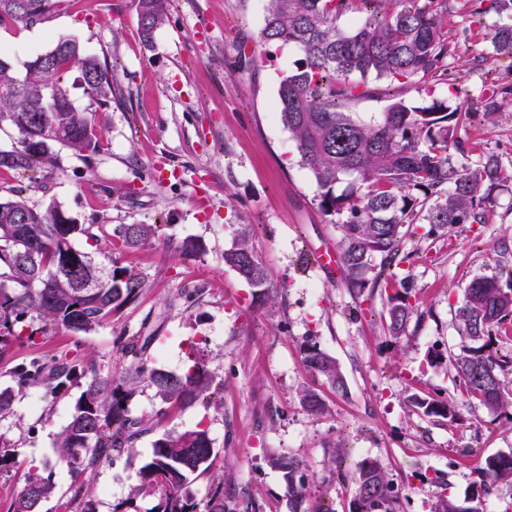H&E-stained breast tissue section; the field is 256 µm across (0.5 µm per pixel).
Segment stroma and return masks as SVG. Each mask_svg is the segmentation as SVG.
Segmentation results:
<instances>
[{
  "instance_id": "stroma-1",
  "label": "stroma",
  "mask_w": 512,
  "mask_h": 512,
  "mask_svg": "<svg viewBox=\"0 0 512 512\" xmlns=\"http://www.w3.org/2000/svg\"><path fill=\"white\" fill-rule=\"evenodd\" d=\"M263 19V0H172L149 46L134 0H63L41 24H0V50L15 65L63 36L112 63L121 97L94 115L97 150L81 157L56 146L63 173L25 195L37 205L56 201L91 226L96 242L79 235L74 246L104 253L142 281L136 298L90 334H43L39 319L26 320L36 333L0 353V389L12 385L18 364L42 355L79 356L100 378L123 376L132 362L125 346L136 336L152 339L149 367L181 374L197 364L210 373L207 405L167 408L149 382L138 385L128 414L152 428L92 471L95 512H153L156 497L138 490L153 441L199 423L210 431L218 451L212 470L223 474L224 501L236 512H288V483L268 464L278 453L298 460L311 512H350L352 478L367 458L385 466L401 493L400 512H434L443 494L464 512L475 505L504 512L512 483L483 491L476 469L488 456L512 453V405L465 404L451 423L424 416L412 400L455 396L446 356L460 351L463 290L473 278L512 272V182L487 223L446 234L423 223L406 229L396 271L417 303L405 336L392 339L386 294L373 285L381 256L369 260L360 291L343 271L329 274L313 261L317 251H337L341 229L319 210L275 110L268 74L288 72L300 53L287 47L268 63L257 43ZM498 21L491 14L470 22L451 0L456 86L428 77L424 87L455 104L475 99L504 68L489 59L484 38ZM458 138L448 148L456 159L475 166L494 155L512 171V107L473 113ZM200 196L205 204H197ZM122 224H155L159 233L131 249L115 233ZM241 224L250 225L252 249L275 286L269 299L224 263ZM187 238L201 245L188 259L175 250ZM311 342L336 357L346 392L307 370L303 349ZM305 388L323 398V413L304 408ZM80 393L75 385L57 398L41 388L17 395L14 416L0 421L15 450L0 468V512L32 468L54 462L53 435Z\"/></svg>"
}]
</instances>
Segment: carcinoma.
Returning <instances> with one entry per match:
<instances>
[{"label":"carcinoma","instance_id":"carcinoma-1","mask_svg":"<svg viewBox=\"0 0 512 512\" xmlns=\"http://www.w3.org/2000/svg\"><path fill=\"white\" fill-rule=\"evenodd\" d=\"M171 0H137L140 32L145 41L168 19ZM59 0H0V21L22 27L43 23ZM467 17L482 20L494 12L506 20L490 32L492 54L508 60L506 79L491 83L470 108L491 117L512 97V0H464ZM347 12L364 15L353 28L338 25ZM259 43L270 52L286 45L300 53L294 69L277 89V112L291 134L299 164L317 187L320 211L342 227L339 242L343 267L360 274L369 258L379 254L386 265L399 257L403 228L425 222L432 231L455 224H485L494 190L511 181L495 156L475 168L456 164L448 143L457 141L467 113L450 99L429 91L417 99L406 96L424 78L452 81L451 64L459 43L448 32V0H266ZM392 84L390 103L377 123H363L345 111L363 95L368 77ZM79 87L89 99L83 109L71 98ZM116 95L107 56L86 53L75 38H60L47 51L17 71L0 51V127L17 133L10 150H0V168L31 182L48 180L62 170L53 150L59 144L79 156L98 146L93 112ZM346 189L337 192L341 183ZM19 187L0 196V350L20 338L15 327L35 313L75 336L87 335L112 320V314L137 296L141 280L128 269L97 261L73 246V238L89 233L56 201L29 203ZM157 224H122L114 229L129 247L156 235ZM224 264L265 298L273 284L250 246L243 224ZM388 299L387 330L394 339L406 334L415 311L406 279L392 272L382 280ZM458 318L469 344L448 357L461 398L497 411L512 404V389L502 372L512 365L489 350L494 331L512 319V274L471 280L464 290ZM148 340L127 346L134 356L130 370L116 381L97 377L90 365L73 359H34L14 371L15 389L0 390V420L14 414L15 393L45 387L63 395L77 381L84 389L67 424L56 434L58 463L73 476L71 500L90 508L94 487L86 475L112 452L148 430L147 422L127 415V401L146 379L161 402L169 406L195 403L210 390L209 373L194 365L178 375L148 368ZM306 367L335 391L346 390V379L335 357L308 344ZM414 406L427 417L450 422L458 418L451 398L416 397ZM215 456L209 430L196 426L165 431L153 441L151 455L139 469V490L158 498L157 512H233L224 504V475H212V492L204 504L189 490L191 481L210 471ZM288 481L290 512L303 508L304 483H295L297 461L285 454L268 458ZM480 484L512 481V455L486 457L477 470ZM353 512H399L400 495L377 459L364 460L353 478ZM54 470L31 472L17 490L9 512H42L54 495Z\"/></svg>","mask_w":512,"mask_h":512}]
</instances>
